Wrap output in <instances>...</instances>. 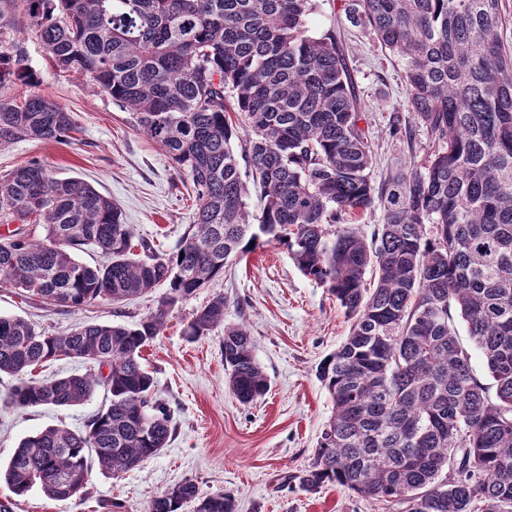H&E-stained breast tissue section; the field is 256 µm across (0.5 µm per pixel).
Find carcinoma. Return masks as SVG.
<instances>
[{
	"label": "carcinoma",
	"instance_id": "1",
	"mask_svg": "<svg viewBox=\"0 0 512 512\" xmlns=\"http://www.w3.org/2000/svg\"><path fill=\"white\" fill-rule=\"evenodd\" d=\"M27 29L63 72L128 109L196 190L177 251L134 244L121 210L78 177L31 161L0 176V217L37 224L0 235V285L49 306L121 303L166 292L135 325L38 332L0 317V372L19 377L9 403L109 404L83 430L50 427L21 440L0 480L65 500L91 460L105 474L157 455L173 416L153 399L142 350L171 313L229 260L271 241L322 284L350 321L318 366L332 414L313 461L287 477L307 492L336 484L382 512H512V50L502 0H354L352 18L404 65L407 110L440 144L424 171L371 180L368 130L336 36L312 37V0H0V28ZM34 87L24 42L0 46V88ZM74 113L44 96L0 98V148L63 142ZM240 142L235 150L234 141ZM258 212L249 207V188ZM383 222L361 223L375 206ZM87 245L109 262L77 259ZM147 259L131 258L135 247ZM224 296L193 313L188 336L224 324L230 390L243 404L269 381L245 324L224 323ZM465 324L495 387L473 371ZM90 360L98 372L27 381L36 367ZM237 512L219 493L182 483L148 512Z\"/></svg>",
	"mask_w": 512,
	"mask_h": 512
}]
</instances>
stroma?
<instances>
[{"label": "stroma", "mask_w": 512, "mask_h": 512, "mask_svg": "<svg viewBox=\"0 0 512 512\" xmlns=\"http://www.w3.org/2000/svg\"><path fill=\"white\" fill-rule=\"evenodd\" d=\"M352 0H315L306 21L309 35L336 33L360 100L373 148L371 177L384 181L398 170L422 168L436 146L406 108L400 62L381 49L368 30L349 19ZM25 40L30 63L40 74L36 93L74 112L79 129L68 141L26 140L0 148V175L32 160L57 176H76L110 198L136 237L170 254L193 221L195 193L189 177L142 130L133 112L74 74L62 73L22 25L4 29L0 41ZM407 135L393 137V121ZM164 287L120 304L94 301L71 311L51 308L15 289L0 288V316H21L37 330L65 332L82 323L131 325L152 312ZM223 295L225 324L245 323L268 393L250 404L232 394L224 370V329L190 339L185 328L194 311ZM350 323L326 287L305 277L277 242L230 262L223 275L189 298L170 316L163 332L142 352L156 395L173 411L175 430L159 454L119 476L91 467L80 496L46 497L40 488L14 495L0 483V502L11 512H143L155 496L191 482L199 497L231 493L237 512H378L376 504L330 484L315 492L287 483L307 467L331 415L332 400L316 377L319 363L336 351ZM15 376L0 374V463L19 442L53 425L84 428L109 403L97 389L83 405L20 408L8 397Z\"/></svg>", "instance_id": "35a3bbf8"}]
</instances>
